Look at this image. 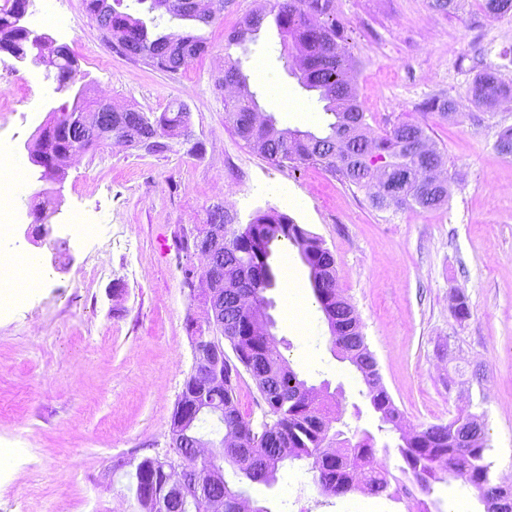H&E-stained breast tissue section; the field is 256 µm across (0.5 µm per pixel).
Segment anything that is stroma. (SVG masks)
<instances>
[{"mask_svg":"<svg viewBox=\"0 0 512 512\" xmlns=\"http://www.w3.org/2000/svg\"><path fill=\"white\" fill-rule=\"evenodd\" d=\"M55 4L69 30L31 14L25 24L69 46L89 100L156 115L183 105L195 144L153 152L115 142L82 152L65 167L51 236L22 242L21 256H37L47 278L26 307L0 316V448L20 451L16 472L0 475V512H139L112 464L165 449L193 366L188 324L205 319L183 284L185 268L200 260L179 242L228 194L237 223L274 208L324 241L405 424H444L462 409L483 415L493 474L512 471V157L494 147L512 112L477 108L469 95L475 48L485 67L512 80V13L486 17L478 0H462L450 15L429 0H334L372 131L415 122L445 155L446 205L378 210L367 190L325 165H273L225 123L222 78L233 61L278 128L316 132L326 123L317 94L285 69L273 21L255 41L228 45L262 0H224L212 23L192 29L206 53L176 74L113 50L84 0ZM434 96L457 109L447 118L421 111ZM67 101L46 67L0 53V139L20 148ZM282 184L298 206L280 200ZM74 208L98 220L97 240L68 239ZM59 239L67 246L58 251ZM271 263L268 313L291 368L340 401L338 429L395 442L366 410L358 373L334 355L297 249L274 244ZM459 294L470 309L462 322L451 314ZM241 486L268 512H407L405 502L371 494L321 496L302 461L281 468L273 485Z\"/></svg>","mask_w":512,"mask_h":512,"instance_id":"1","label":"stroma"}]
</instances>
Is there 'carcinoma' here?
Masks as SVG:
<instances>
[{
	"instance_id": "cac0c4a2",
	"label": "carcinoma",
	"mask_w": 512,
	"mask_h": 512,
	"mask_svg": "<svg viewBox=\"0 0 512 512\" xmlns=\"http://www.w3.org/2000/svg\"><path fill=\"white\" fill-rule=\"evenodd\" d=\"M29 2L4 0L0 5V50L8 48L25 61L32 48L33 33L16 25V16L20 9L29 7ZM113 2L116 7L112 8L109 22L115 51L130 46L141 53V60L173 74L187 68L204 52L201 36L192 32L176 36L153 33L142 19L117 9L123 0ZM481 9L486 16L501 17L512 11V0H484ZM270 15L283 42L285 68L295 74L302 88L318 94L328 119L326 126L317 133L280 129L271 116L266 117L265 127L256 128L252 118L259 105L256 94L250 92L224 105L225 122L232 126L238 137L278 166L326 165L343 182L369 190L372 205L380 210L434 209L443 205L448 200V189L433 195L431 167L444 165V156L436 147L428 155L413 148L414 139L430 140L421 125L403 122L370 141L363 137L344 150L336 149L346 127L352 125L363 133L368 123L358 104L356 90L346 77L353 65V57L344 29L336 20L333 0H265L262 8L251 13L228 37V44L238 45L255 38ZM42 45L43 55L55 59L53 79L56 84L76 82L79 66L70 48L46 39L42 40ZM222 83L246 87L247 75L239 65L231 64L224 68ZM472 85L486 89L484 95L473 99L480 107L494 106V93L512 97V82L501 79L492 69L479 71ZM85 102L86 91L81 88L74 94L71 108L53 111L51 116L66 131L72 115L81 111ZM452 105L453 100L449 98L431 97L420 107L446 117ZM188 116L181 104L158 116L131 110L112 120V134H103L98 144L112 136L121 137L131 128L137 129L140 135L156 139L164 135L174 136ZM68 146L87 149L81 131L74 129L70 135L54 136L46 142V149L52 151ZM495 149L503 156L512 155L511 125L500 127ZM397 172L405 179L399 195L390 198L383 194V188L389 176ZM276 241H285L297 248L311 277L335 276V270L331 269L334 257L329 249L285 213L272 208L259 211L248 224L230 229L227 237L218 244V251L224 257L227 284L224 286V309L220 310L221 321L216 323L215 332L229 343L233 356H224V387L219 393L199 401L194 397L195 381L185 380L177 406L194 405L196 409L187 420L178 418V412H173L170 426V430L179 431L185 440L184 452H190L196 438L200 437L198 423L206 417L216 418L226 434L253 427L252 421L240 412L236 399L244 371L255 382L272 421L259 445L240 454L230 448L221 449L223 462L231 466L236 478L269 485L286 463L309 460L314 482L324 497L363 490L393 500L406 498L417 503L421 512L429 510L426 497L433 492V485L452 478L478 492L484 512H489L490 504L481 494L482 485L491 478L492 467L487 460L489 446L484 426L477 427L473 444L468 448L462 447L451 436L452 427L462 429L454 417L446 424H433L404 434L401 415L387 390L365 387L364 396L379 414L381 425H388L400 433L401 443L396 451L403 465L399 468L400 475L396 476L378 459V448L370 433L363 432L355 441L343 437L340 430L331 435L329 408L322 402H308L296 397L307 382L291 369L281 370L287 361L278 342L248 334L255 312L269 305L265 292L275 286L270 257L271 246ZM245 274L258 279V284L253 289L252 298L241 302L235 283ZM338 296L337 289H325L315 295V300L321 311H331L340 322L347 313V306L336 300ZM214 468L216 462L213 460L201 465L204 497L186 504L177 497L164 501L155 494L148 495V490L162 481V462L157 456L141 458L135 469L125 472V477L127 488L143 496L145 512H161L163 508L166 512H207L206 501L217 497L224 498V512H235V503L244 496V491L226 478L211 479Z\"/></svg>"
}]
</instances>
